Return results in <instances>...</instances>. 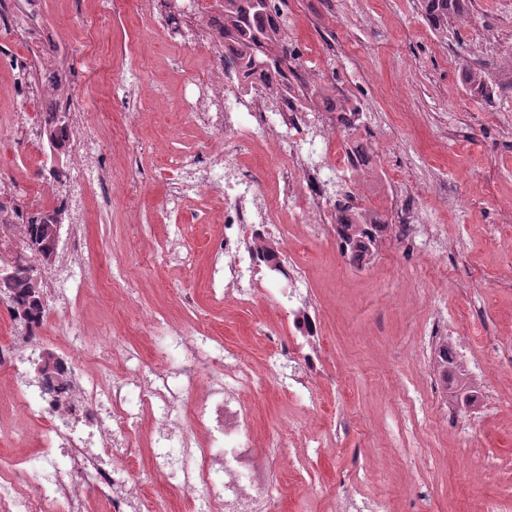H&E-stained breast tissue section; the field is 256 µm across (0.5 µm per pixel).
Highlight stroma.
<instances>
[{"mask_svg": "<svg viewBox=\"0 0 512 512\" xmlns=\"http://www.w3.org/2000/svg\"><path fill=\"white\" fill-rule=\"evenodd\" d=\"M468 13L471 24L443 34L418 0H288L289 31L308 45L311 66L359 106L357 132L378 148L372 204L397 220L393 197L408 187L426 223L455 249L443 259L384 241L359 267L329 235L289 224V245L312 257L326 356L314 401L274 381L250 397L258 449L276 429L288 432L291 463L274 473L273 512H332L343 483L390 512H476L489 498L512 512V0H470ZM49 26L65 47L59 62L74 76L76 108L102 134L101 163L112 180L84 199L83 259L71 306L55 316L67 328L48 330L45 350L59 356L81 346L87 376L113 389L127 353L151 370L156 338L144 322L157 318L204 324L248 369L262 371L263 332L289 339L294 327L267 298L246 306L210 298L207 242L222 229L223 193L189 195L172 212L161 206V162L198 155L218 136L178 120L199 94L204 44L189 35L171 42L146 0H44L24 31L0 26V113L32 111L15 59L52 54L42 39ZM472 69L482 70L487 95L467 84ZM145 85L151 95L142 94ZM385 136L394 146L383 151ZM4 145L12 153L6 175H48V147L13 143L0 125ZM243 163L266 197L279 196L269 147L249 148ZM119 180L135 183V198L115 189ZM176 237L184 243L177 252ZM116 260L127 280L113 279ZM188 293L194 304L183 303ZM435 307L452 332L471 335L486 380L475 410L431 397L438 370L415 358ZM14 392L0 370V472L39 448L40 423L16 434ZM152 424L142 412L127 478L144 488L150 512H191L190 494L149 468Z\"/></svg>", "mask_w": 512, "mask_h": 512, "instance_id": "stroma-1", "label": "stroma"}]
</instances>
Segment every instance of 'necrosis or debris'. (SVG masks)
Instances as JSON below:
<instances>
[{
	"label": "necrosis or debris",
	"instance_id": "1",
	"mask_svg": "<svg viewBox=\"0 0 512 512\" xmlns=\"http://www.w3.org/2000/svg\"><path fill=\"white\" fill-rule=\"evenodd\" d=\"M188 2L191 11L184 14L170 11L168 0H153L156 11L165 14L168 29L193 23L212 58L205 74L208 92L187 104L182 118L233 133L235 139L209 145L207 174H199L192 159L176 160L180 176L165 205L173 210L186 194L223 190V231L210 245L216 260L210 291L248 303L262 291V272L273 273L280 286L276 303L291 318L296 339L267 336L273 351L264 371L271 380L308 392L322 360L324 331L309 291L308 267L289 257L282 221L288 217L311 229L338 231L336 204L328 188L367 165L358 150L347 145L336 160L314 157L313 133H335L344 98L308 112L295 97L282 95L277 82L259 75L240 71L235 84L225 83L223 59L232 44L224 37V10L212 7L210 0ZM67 82L49 59L35 64V110L15 113L12 119L20 142L42 141L46 119L67 107L61 93ZM97 140L96 129L70 121L63 144L72 162L64 175L34 185L0 176V255L17 250L20 231L31 220L63 207L73 212L72 228L60 247L62 257L42 275L43 293L56 310H65L70 303L66 284L73 270L71 258L81 245L84 189L101 178L100 170L88 163ZM268 142L281 162L286 187L276 201L262 199L258 184L237 165L242 151ZM396 209L399 223L375 226L376 237L411 241L426 251L437 248V240L419 221L421 210L413 198H402ZM49 324V314L41 313L23 336L0 344V369L16 379L15 402L23 417L45 424L40 453L23 460L13 479L0 482V512L20 507L25 512H86L85 496L90 492L111 500L113 512H143V499L125 478L140 408L154 415L153 472L197 492L194 512H272L278 495L273 471L287 455L277 432L268 449L260 451L253 444L245 403L253 377L236 351L217 353L201 326L191 332L169 323L155 326L158 342L151 376L134 366L122 382L138 395L139 405L133 408L124 397L86 387L74 351L61 358L62 394L27 380L25 363ZM189 388L201 391L204 399L188 422L182 415V399ZM23 485L32 489V496L20 493Z\"/></svg>",
	"mask_w": 512,
	"mask_h": 512
}]
</instances>
